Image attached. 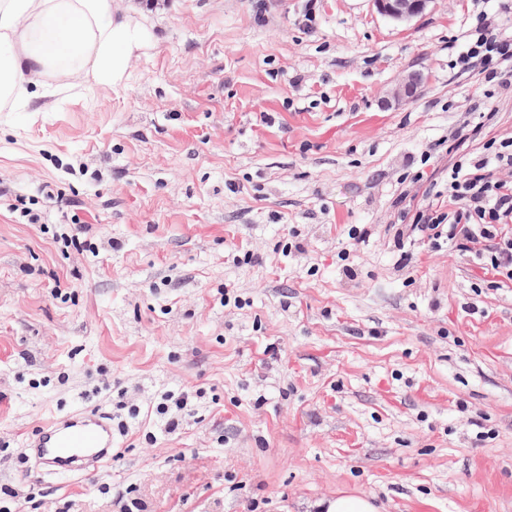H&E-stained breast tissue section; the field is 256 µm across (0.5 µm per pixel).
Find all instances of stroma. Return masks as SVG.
I'll return each instance as SVG.
<instances>
[{"instance_id":"obj_1","label":"stroma","mask_w":512,"mask_h":512,"mask_svg":"<svg viewBox=\"0 0 512 512\" xmlns=\"http://www.w3.org/2000/svg\"><path fill=\"white\" fill-rule=\"evenodd\" d=\"M306 6L167 0L121 81L0 112V512H512V283L393 226L447 211L464 122L512 136V87L448 66L499 2ZM92 410L111 460L47 475L27 442ZM377 10L396 21H408L422 14L430 0H373ZM166 402L159 403L156 407V411L160 415H164L166 418L165 430L167 433H174L182 422V412L188 406L189 394L184 393L174 398L173 395H164ZM314 506L319 512H378L368 497L347 493L321 499Z\"/></svg>"}]
</instances>
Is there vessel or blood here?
<instances>
[{"instance_id":"1","label":"vessel or blood","mask_w":512,"mask_h":512,"mask_svg":"<svg viewBox=\"0 0 512 512\" xmlns=\"http://www.w3.org/2000/svg\"><path fill=\"white\" fill-rule=\"evenodd\" d=\"M112 445L109 415L91 411L53 418L31 448L48 468L91 475L107 463Z\"/></svg>"}]
</instances>
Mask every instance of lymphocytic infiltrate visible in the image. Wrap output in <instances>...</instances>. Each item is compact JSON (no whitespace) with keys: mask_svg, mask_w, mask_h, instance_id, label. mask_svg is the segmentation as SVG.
Returning a JSON list of instances; mask_svg holds the SVG:
<instances>
[{"mask_svg":"<svg viewBox=\"0 0 512 512\" xmlns=\"http://www.w3.org/2000/svg\"><path fill=\"white\" fill-rule=\"evenodd\" d=\"M477 38L455 60L456 67L483 74L486 82L512 86V35L479 19ZM482 125L457 131L448 146V212L429 205L402 208L399 220L410 233L431 245L449 240L475 244L483 269L499 281H512V181L500 173L512 169V137L490 139L492 157L472 158L470 141L481 135Z\"/></svg>","mask_w":512,"mask_h":512,"instance_id":"1","label":"lymphocytic infiltrate"}]
</instances>
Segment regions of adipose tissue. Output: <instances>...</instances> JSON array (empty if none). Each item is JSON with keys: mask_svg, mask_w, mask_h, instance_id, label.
<instances>
[{"mask_svg": "<svg viewBox=\"0 0 512 512\" xmlns=\"http://www.w3.org/2000/svg\"><path fill=\"white\" fill-rule=\"evenodd\" d=\"M143 45L114 0H0V112L29 107L30 87L56 76L66 90L118 82Z\"/></svg>", "mask_w": 512, "mask_h": 512, "instance_id": "1", "label": "adipose tissue"}]
</instances>
